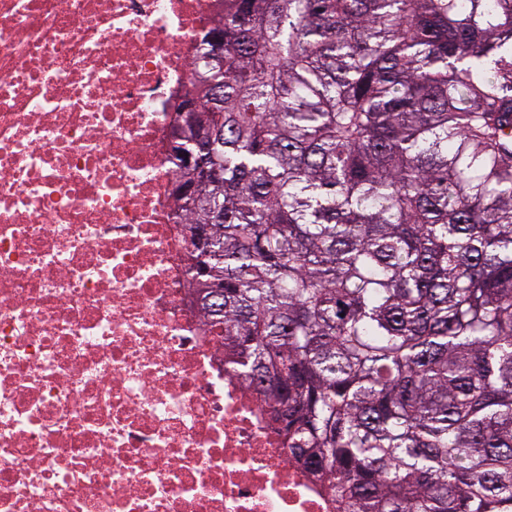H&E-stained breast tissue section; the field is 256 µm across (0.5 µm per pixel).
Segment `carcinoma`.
<instances>
[{
  "mask_svg": "<svg viewBox=\"0 0 512 512\" xmlns=\"http://www.w3.org/2000/svg\"><path fill=\"white\" fill-rule=\"evenodd\" d=\"M187 284L337 512H512V0H224Z\"/></svg>",
  "mask_w": 512,
  "mask_h": 512,
  "instance_id": "obj_1",
  "label": "carcinoma"
}]
</instances>
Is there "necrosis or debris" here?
I'll return each instance as SVG.
<instances>
[{
    "label": "necrosis or debris",
    "instance_id": "obj_1",
    "mask_svg": "<svg viewBox=\"0 0 512 512\" xmlns=\"http://www.w3.org/2000/svg\"><path fill=\"white\" fill-rule=\"evenodd\" d=\"M219 0H0V512H334L187 292L170 115Z\"/></svg>",
    "mask_w": 512,
    "mask_h": 512
}]
</instances>
